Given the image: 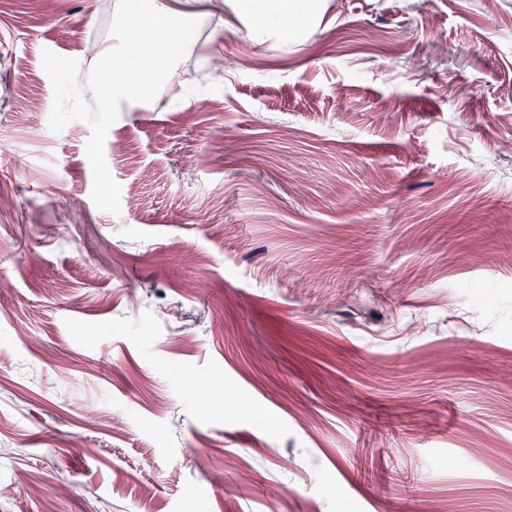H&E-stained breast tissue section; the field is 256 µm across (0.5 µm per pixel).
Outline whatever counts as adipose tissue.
Returning a JSON list of instances; mask_svg holds the SVG:
<instances>
[{"label":"adipose tissue","instance_id":"ef3b65f1","mask_svg":"<svg viewBox=\"0 0 512 512\" xmlns=\"http://www.w3.org/2000/svg\"><path fill=\"white\" fill-rule=\"evenodd\" d=\"M227 5L234 15L262 19L265 28L282 35L298 17L309 29H316L325 11L323 0H227Z\"/></svg>","mask_w":512,"mask_h":512}]
</instances>
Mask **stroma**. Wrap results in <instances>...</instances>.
Returning a JSON list of instances; mask_svg holds the SVG:
<instances>
[{"mask_svg": "<svg viewBox=\"0 0 512 512\" xmlns=\"http://www.w3.org/2000/svg\"><path fill=\"white\" fill-rule=\"evenodd\" d=\"M189 2L115 215L43 52L87 80L117 0H0V512H512V0ZM224 4L236 17L262 18V28L284 36H288V23L297 16L305 20L310 31L315 30L325 11V4L320 0H228Z\"/></svg>", "mask_w": 512, "mask_h": 512, "instance_id": "1", "label": "stroma"}]
</instances>
